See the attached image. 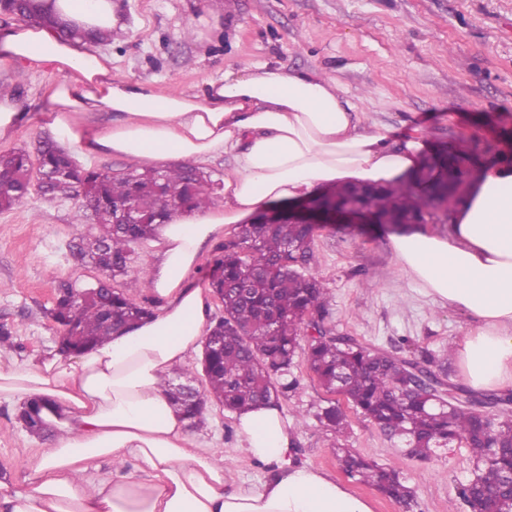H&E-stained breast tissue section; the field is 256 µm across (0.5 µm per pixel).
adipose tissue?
Here are the masks:
<instances>
[{"label": "adipose tissue", "mask_w": 512, "mask_h": 512, "mask_svg": "<svg viewBox=\"0 0 512 512\" xmlns=\"http://www.w3.org/2000/svg\"><path fill=\"white\" fill-rule=\"evenodd\" d=\"M40 2L57 27H0V65L59 74L44 112L61 144L83 160L114 155L164 168L228 155L232 164L216 209L158 226L147 280L159 308L150 318L81 354L0 362V401L45 400L52 431L22 487L0 481V512H372L336 477L297 461L276 406L236 415L246 457L268 471L257 487L236 480L223 452L190 436L165 381L208 333L210 291L193 276L226 225L324 185L395 180L415 167L424 131L395 142L388 129L366 127L336 82L313 71L251 65L193 93L113 78L111 56L64 34L117 29L112 0ZM393 245L428 294L467 314L456 348L464 381L512 388V174L484 170L447 235L402 234ZM100 458L113 470L92 475Z\"/></svg>", "instance_id": "obj_1"}]
</instances>
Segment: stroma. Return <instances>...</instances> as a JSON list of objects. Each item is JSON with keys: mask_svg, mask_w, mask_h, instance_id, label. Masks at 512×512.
<instances>
[{"mask_svg": "<svg viewBox=\"0 0 512 512\" xmlns=\"http://www.w3.org/2000/svg\"><path fill=\"white\" fill-rule=\"evenodd\" d=\"M127 26L99 51L112 57V76L136 78L160 92L196 91L204 80L253 64L313 70L336 79L370 124L401 133L424 129L428 146L471 135L496 141L512 127V0H113ZM214 32L182 35L185 26ZM59 76L34 67L11 83L17 103L37 112ZM74 203L39 193L0 211V324L13 331L1 361L22 362L56 351L58 326L47 315L56 280L71 273L91 278L67 250L82 226ZM395 228L334 224L318 231L311 271L329 293L328 326L335 333L403 357L428 349L447 351L467 328L459 312L442 307L399 263ZM297 390L280 402L296 433L300 462L346 482L373 512H405L375 488L341 472L335 448L351 449L383 468L401 472L415 492L412 512H469L459 496L474 469L460 443L429 459L407 457L397 443L354 409L340 433L317 419L332 401L309 370L304 354L292 367ZM191 437L223 449L235 477L250 485L266 469L240 449L229 412L209 405ZM42 439L17 421L15 406L0 402V481L22 485L25 462Z\"/></svg>", "mask_w": 512, "mask_h": 512, "instance_id": "stroma-1", "label": "stroma"}]
</instances>
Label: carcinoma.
<instances>
[{"mask_svg":"<svg viewBox=\"0 0 512 512\" xmlns=\"http://www.w3.org/2000/svg\"><path fill=\"white\" fill-rule=\"evenodd\" d=\"M0 10L39 20L24 0H4ZM491 152V145L478 141L443 146L399 181L335 186L336 205L368 207L391 225L428 217L439 221L465 201L468 175ZM38 160L39 173L46 179L45 185H37L38 192L50 199L75 200L74 223L93 221L103 241L97 250L84 237L69 244L76 263L92 266L104 278L103 290L86 295L87 282L71 277L54 286L49 316L66 328L60 349L78 352L107 342L112 329L152 313L113 287L114 280L131 271L144 273V264H135V245L153 235L154 225L180 212L203 209L216 192L201 173L186 165L143 171L132 163L115 176L85 169L50 140L39 146ZM30 167L25 150L0 157V211L14 208L29 195ZM133 202L143 205L138 222L117 223V207ZM312 236L307 224H243L237 238L217 245L214 268L222 274L211 279V286L224 294L221 323L229 331L224 350L210 358L203 401L185 398L167 383L172 402L192 424L203 422L207 402L233 413L258 404L278 406L299 387L291 367L301 349V331L309 316L324 320L328 314V289L311 272ZM304 353L326 392L342 396L356 413L403 443L408 456L426 459L436 448L465 444L477 471L459 495L473 512H501L508 505L511 494L483 497L480 487L488 471L512 469L511 393H480L450 384L448 389L465 396L468 404H439L433 384L444 383L446 362L427 350L406 358L365 346L351 336L330 334L308 341ZM318 420L335 432L347 425L345 412L333 403L321 409ZM336 458L350 478L375 486L408 509L414 507L413 491L399 471L380 468L348 448H336Z\"/></svg>","mask_w":512,"mask_h":512,"instance_id":"1","label":"carcinoma"}]
</instances>
